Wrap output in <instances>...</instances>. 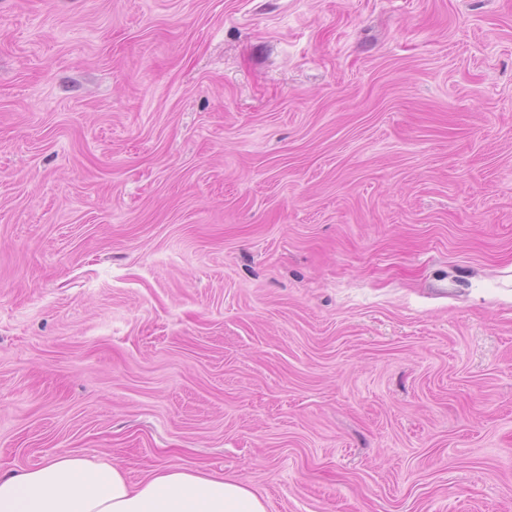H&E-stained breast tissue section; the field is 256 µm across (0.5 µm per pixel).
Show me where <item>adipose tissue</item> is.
<instances>
[{
    "mask_svg": "<svg viewBox=\"0 0 512 512\" xmlns=\"http://www.w3.org/2000/svg\"><path fill=\"white\" fill-rule=\"evenodd\" d=\"M0 512H266L239 479L160 466L131 484L120 465L60 456L0 473Z\"/></svg>",
    "mask_w": 512,
    "mask_h": 512,
    "instance_id": "ef3b65f1",
    "label": "adipose tissue"
}]
</instances>
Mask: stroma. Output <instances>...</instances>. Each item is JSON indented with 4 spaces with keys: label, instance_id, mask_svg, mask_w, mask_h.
<instances>
[{
    "label": "stroma",
    "instance_id": "1",
    "mask_svg": "<svg viewBox=\"0 0 512 512\" xmlns=\"http://www.w3.org/2000/svg\"><path fill=\"white\" fill-rule=\"evenodd\" d=\"M512 512V0H0V471Z\"/></svg>",
    "mask_w": 512,
    "mask_h": 512
}]
</instances>
